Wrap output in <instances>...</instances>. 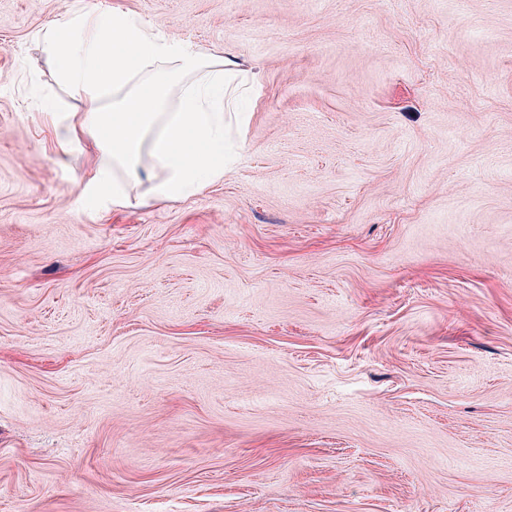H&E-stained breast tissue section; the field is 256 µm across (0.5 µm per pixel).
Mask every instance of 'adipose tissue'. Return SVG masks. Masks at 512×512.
I'll return each instance as SVG.
<instances>
[{"instance_id":"1","label":"adipose tissue","mask_w":512,"mask_h":512,"mask_svg":"<svg viewBox=\"0 0 512 512\" xmlns=\"http://www.w3.org/2000/svg\"><path fill=\"white\" fill-rule=\"evenodd\" d=\"M59 80L84 103L78 121L58 123L61 150L79 146L93 159L86 188L131 206L128 185L149 182L156 199L188 196L232 168L226 116L245 92L237 71L208 63L202 50L177 44L128 13L74 9L37 34ZM197 81L169 104L176 81Z\"/></svg>"}]
</instances>
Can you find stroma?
Returning a JSON list of instances; mask_svg holds the SVG:
<instances>
[{
  "label": "stroma",
  "instance_id": "stroma-1",
  "mask_svg": "<svg viewBox=\"0 0 512 512\" xmlns=\"http://www.w3.org/2000/svg\"><path fill=\"white\" fill-rule=\"evenodd\" d=\"M80 1L252 78L222 181L85 202ZM0 512H512V0H0Z\"/></svg>",
  "mask_w": 512,
  "mask_h": 512
}]
</instances>
